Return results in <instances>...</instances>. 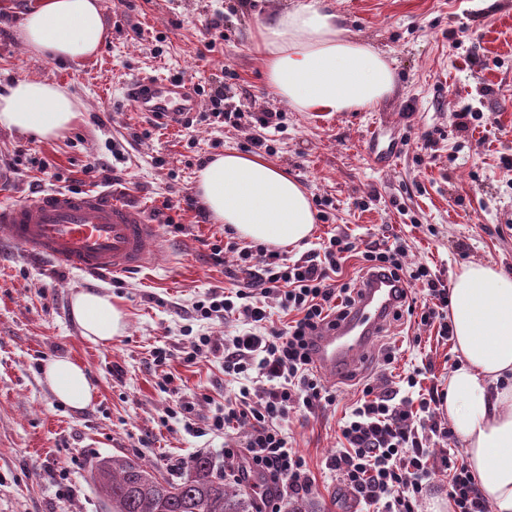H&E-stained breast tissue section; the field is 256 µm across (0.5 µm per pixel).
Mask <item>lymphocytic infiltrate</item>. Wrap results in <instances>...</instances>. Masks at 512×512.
<instances>
[{
	"label": "lymphocytic infiltrate",
	"mask_w": 512,
	"mask_h": 512,
	"mask_svg": "<svg viewBox=\"0 0 512 512\" xmlns=\"http://www.w3.org/2000/svg\"><path fill=\"white\" fill-rule=\"evenodd\" d=\"M210 251L217 263L225 253L237 254L246 279L240 289L214 291L193 304L197 316L238 328L223 346L208 336L193 344L194 355L222 354L225 374L240 382L208 427L221 433L248 427L242 448L225 449L224 463L236 481L256 477L263 482L258 512H281L284 497L310 491L313 485L304 458L289 448L283 425L290 413H311L336 401L316 377L312 338L344 318L356 302L358 286L342 280L343 263L355 255L365 272L385 274L409 288H427L429 304L418 305L408 296L402 306L407 314H419L421 324H438L443 336L450 333L448 292L427 265L408 266L405 248L397 244L360 251L348 238L334 235L294 261L261 247L241 249L232 241H215ZM257 256L263 265L256 271L250 264ZM272 299L288 322L278 326L271 321ZM404 381L417 389V397L364 386L362 402L340 427L343 443L329 458L328 469L358 502L376 512H416L425 482L438 474L448 480L455 512H489L475 474L448 456H435L430 448L432 435H449L436 418L442 393L434 386L418 389L411 373Z\"/></svg>",
	"instance_id": "1"
}]
</instances>
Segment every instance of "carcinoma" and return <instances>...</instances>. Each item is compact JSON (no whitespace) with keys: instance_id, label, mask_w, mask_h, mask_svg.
Here are the masks:
<instances>
[{"instance_id":"obj_1","label":"carcinoma","mask_w":512,"mask_h":512,"mask_svg":"<svg viewBox=\"0 0 512 512\" xmlns=\"http://www.w3.org/2000/svg\"><path fill=\"white\" fill-rule=\"evenodd\" d=\"M90 480L109 512H252L251 498L224 483L212 461L197 456L173 480L159 477L128 456L103 457L90 467Z\"/></svg>"}]
</instances>
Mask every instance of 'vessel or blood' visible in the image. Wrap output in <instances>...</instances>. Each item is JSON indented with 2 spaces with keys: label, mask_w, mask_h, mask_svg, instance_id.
<instances>
[{
  "label": "vessel or blood",
  "mask_w": 512,
  "mask_h": 512,
  "mask_svg": "<svg viewBox=\"0 0 512 512\" xmlns=\"http://www.w3.org/2000/svg\"><path fill=\"white\" fill-rule=\"evenodd\" d=\"M134 111L159 114L173 123L195 111L193 87L180 79L138 77L125 88ZM28 253L95 276H110L149 266L159 231L144 210L116 195L50 191L19 203L0 202V233ZM399 290L380 277L365 279L353 312L315 339L313 358L328 375L355 361L378 336L398 303Z\"/></svg>",
  "instance_id": "b4317fda"
}]
</instances>
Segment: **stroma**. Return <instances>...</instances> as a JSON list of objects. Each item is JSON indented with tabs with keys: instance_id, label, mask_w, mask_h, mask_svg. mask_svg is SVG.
<instances>
[{
	"instance_id": "1",
	"label": "stroma",
	"mask_w": 512,
	"mask_h": 512,
	"mask_svg": "<svg viewBox=\"0 0 512 512\" xmlns=\"http://www.w3.org/2000/svg\"><path fill=\"white\" fill-rule=\"evenodd\" d=\"M286 0H101L109 36L87 61L61 64L28 52L14 26L29 0H0V84L41 78L66 87L81 118L41 141L0 129V160L10 163L0 202L34 191H116L157 224L153 265L110 279L65 268L0 242V512H106L88 481L98 458L125 455L176 477L191 458L224 468V451L244 430L209 431L224 403L221 356L187 358L195 337L223 342V323L192 305L242 284L237 257H209L224 239L201 206L187 207L195 171L233 148L253 153V123L155 126L123 96L131 78L155 75L192 84L201 111L221 97L226 109L285 112L268 161L285 168L322 205L315 237L338 231L358 247L402 241L407 263H424L451 285L462 266L484 262L512 272V0H335L345 28L384 52L394 94L363 112L319 118L289 110L266 85L251 31ZM111 181H104L103 172ZM101 290L126 313L122 336L99 345L71 315L75 292ZM416 343H408V336ZM172 350L168 366L153 348ZM419 369L445 387L459 355L436 326L390 319L365 353L324 385L336 403L292 414L288 445L315 477L308 496L322 512L361 506L326 467L339 446L338 423L365 384L383 388L384 363ZM81 363L95 387L81 410L60 403L42 379L50 358ZM193 402V427L169 416ZM75 486L64 495L60 471Z\"/></svg>"
}]
</instances>
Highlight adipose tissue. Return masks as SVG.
I'll list each match as a JSON object with an SVG mask.
<instances>
[{"label": "adipose tissue", "mask_w": 512, "mask_h": 512, "mask_svg": "<svg viewBox=\"0 0 512 512\" xmlns=\"http://www.w3.org/2000/svg\"><path fill=\"white\" fill-rule=\"evenodd\" d=\"M30 53L68 64L94 55L108 36L100 0H35L18 25ZM264 77L297 112H357L377 106L396 85L384 53L351 35L329 0H288L252 35ZM80 117L63 87L21 79L0 91V128L43 139ZM195 194L213 223L265 246H292L316 221L303 186L260 156L234 149L200 167ZM82 336L111 343L125 314L110 295L83 290L72 298ZM450 319L459 363L448 375L442 407L463 442L468 468L493 512H512V273L481 263L463 267L452 287ZM43 378L65 405L82 409L95 387L71 357L47 361Z\"/></svg>", "instance_id": "adipose-tissue-1"}]
</instances>
